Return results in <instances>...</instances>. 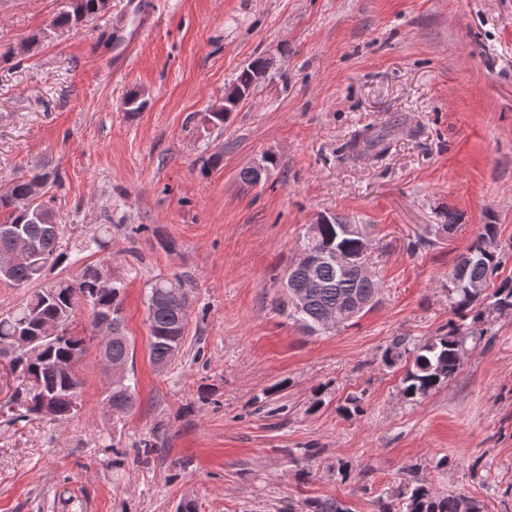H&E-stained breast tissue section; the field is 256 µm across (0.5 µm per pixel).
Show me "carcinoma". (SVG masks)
Returning a JSON list of instances; mask_svg holds the SVG:
<instances>
[{
    "label": "carcinoma",
    "mask_w": 512,
    "mask_h": 512,
    "mask_svg": "<svg viewBox=\"0 0 512 512\" xmlns=\"http://www.w3.org/2000/svg\"><path fill=\"white\" fill-rule=\"evenodd\" d=\"M101 0H65V5L52 19L57 29H74L104 13ZM266 68V58L252 59L232 85L230 111L210 113V120L222 124L230 112L248 97ZM394 129L385 127L366 132L351 144L352 150L384 152L389 149ZM32 184L22 175L7 195H0V228L23 226L28 249L23 259L0 269V281L25 288L42 279L47 268L59 263L63 225L56 219L48 202L39 201L31 211H20L15 201L28 196ZM368 225L352 224L336 216L316 225L315 233H306L280 278L286 292L289 313L295 322L311 334L319 332L327 317L336 314L339 324L360 317L378 302L380 280L366 276L362 266L370 263ZM347 258L344 266L336 265V254ZM504 250L499 244L496 224H482L466 252L448 272L443 291L454 318L436 335L422 342L407 336H395L382 354V362L393 367L402 364V393L412 400L423 398L454 379L460 372L468 348L491 345L488 325L494 318L512 316V278L494 282L499 275ZM120 281L103 288L98 285L94 267L86 265L74 278H63L43 285L12 311L0 314V351L22 336L33 345L18 351L8 361L11 372L20 380L11 397L0 403V416L11 420L26 417H49L66 421L77 412L82 382L78 375L66 371L76 365L87 351V341L95 338L74 332L75 316L80 305L90 306V325L102 317L111 335L106 350L112 361L127 364L130 344L124 334L123 294ZM188 296L181 286L157 278L149 284L147 321L150 334V357L158 367H165L179 353L184 336L181 331L188 321V307L176 304L172 291ZM304 301L296 307L293 296ZM58 325L61 334H41L42 326ZM106 401L112 416L122 418L135 401V387L126 375L112 377ZM377 512H485L480 501L462 492H440L426 480L411 475L390 487L378 498Z\"/></svg>",
    "instance_id": "carcinoma-1"
}]
</instances>
